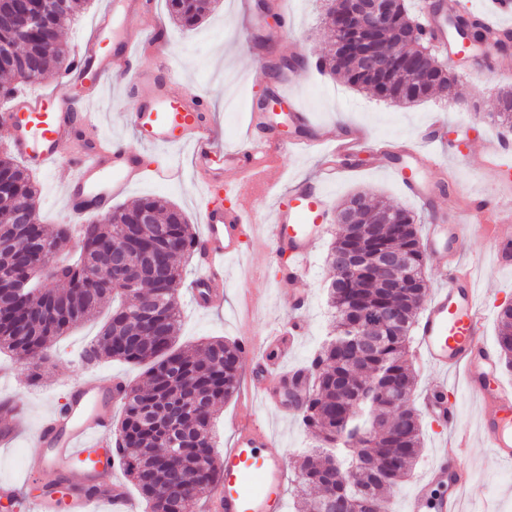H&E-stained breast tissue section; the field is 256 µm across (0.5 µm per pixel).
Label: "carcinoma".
Segmentation results:
<instances>
[{
	"label": "carcinoma",
	"instance_id": "1",
	"mask_svg": "<svg viewBox=\"0 0 512 512\" xmlns=\"http://www.w3.org/2000/svg\"><path fill=\"white\" fill-rule=\"evenodd\" d=\"M166 4L170 18L184 28L195 27L210 8L208 0H166ZM79 7L78 0H58L54 10L37 19L33 0H0V75L6 78L0 82V98L8 100L18 92L14 80L30 85L54 69L67 72L75 66L61 33ZM391 7L394 24L379 40L380 49L392 58L390 68L368 76L355 59L338 57L330 50L317 58L316 67L402 104L421 102L429 98L432 89L457 83V74L440 62L424 27L408 22L404 0H392ZM457 27L473 46L485 43L478 23L465 18ZM49 42L51 50L46 49ZM423 72L430 83L421 86ZM491 117L503 127H512V88L500 91L498 111ZM37 196L32 174L10 151H0V301L4 304L0 308V352L36 366L49 357L67 330L96 318L107 303H114L111 316L83 353L89 364L106 358L144 368L143 385L129 386L123 396L114 451L149 512H173L181 496L187 499L185 512H192L199 494L222 471L214 450L213 419L220 405L237 390L242 357L238 343L222 338L202 342L194 351L179 345L181 315L175 285L182 275L179 259L194 252L196 233L180 207L148 197L112 208L109 222L93 221L77 234L70 224H60L50 233L40 222L11 223L17 201L34 210ZM362 196L357 192L348 197L338 215L353 214L358 223L367 224L370 211L390 209L379 201L365 203L355 213L353 204ZM144 208L168 224L173 242L164 257L168 277L161 288L144 281L135 291L127 292L114 281L107 255L119 243L117 234L125 224L134 241L142 247L150 245V227L129 223ZM395 215L398 223L382 227L377 247L408 255L402 276L410 286L398 297L404 309L399 323H370V335L379 337L381 343L369 356L353 355L348 335L351 309H376L387 296L381 283L370 276L354 280L351 288L338 287L344 273L336 267V253L350 246L349 235L337 236L328 252L327 262L334 271L327 288L333 334L312 359L309 396L296 410V417L318 442L295 474L296 512H330L324 503L329 485L335 500L347 504L349 512H378L379 505L386 503V494L409 475L422 451L421 424L411 404L415 375L409 348L428 283L423 275L417 219L404 208ZM73 238L77 258L66 260L61 250ZM48 280L61 282L64 288L44 287ZM144 301L157 311L150 327L136 315ZM498 317L499 362L509 371L512 304L503 305ZM114 336L129 341L114 344ZM186 388L195 389L202 402V407L193 410L196 429L191 445L165 426L164 402ZM165 435L169 436L168 447L181 454V491L176 489L171 471L158 463Z\"/></svg>",
	"mask_w": 512,
	"mask_h": 512
}]
</instances>
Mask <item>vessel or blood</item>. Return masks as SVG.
<instances>
[{"label": "vessel or blood", "mask_w": 512, "mask_h": 512, "mask_svg": "<svg viewBox=\"0 0 512 512\" xmlns=\"http://www.w3.org/2000/svg\"><path fill=\"white\" fill-rule=\"evenodd\" d=\"M420 10L440 51L452 59L469 57V44L448 34L445 21L452 13L450 0H420ZM511 15L512 0H486L474 14L507 71L512 69V26L504 19ZM96 43V38L87 39L75 68L63 76V90L51 97L18 94L6 112L0 113V125L7 127L13 149L28 167L46 172L68 166L70 177L63 195L68 209L78 217L103 210L110 200L124 196L145 179L170 178L172 168L149 162L147 152L188 148L201 176L199 271L190 283L199 308L210 309L223 301L226 263L242 257L251 231L263 226L254 255L265 263L287 260L279 286L288 292L292 316L287 325L243 347L251 386L240 397L243 410L232 423V444L224 452V470L210 490L208 512H286L288 454L255 413L254 404L259 401L285 411L307 397L301 367L289 366L288 360L305 331L309 261L333 221L327 189L347 175L344 162L348 157L368 152L375 168L397 175L406 196L430 204L447 189L444 180L431 177V170L446 169L448 162L456 161L463 143L444 137L447 124L438 116L423 130L422 148L404 149L403 162L395 164L386 144L352 128L315 124L310 113L279 87L269 99L256 102L245 143L227 150L217 144L206 119L205 93L191 84L172 93L170 87L179 74L162 55L153 70L135 72L133 82L124 86L125 96L135 101L128 122L142 145L133 151L120 139L97 135L95 113L76 111L67 87L88 81L101 87L112 70L127 68L137 60L145 40L115 43L108 59L97 55ZM283 117L297 130L287 139L276 132ZM79 128L86 138L77 148L73 142ZM315 150L322 153L317 176L290 182L271 213L259 214L256 201L274 188L276 159ZM482 177L490 194L470 197L465 207L456 208L455 218L443 215L427 226L425 249L442 283L416 324L414 352L436 370H463L467 389L482 409L483 448L500 464L512 467V385L499 379L497 350L482 339L486 316L475 279L471 269L458 261L464 237L473 229L469 218L474 215L480 217L493 242L496 266L512 269V209L492 201L493 195L512 193L511 140L486 141ZM125 385L119 376H88L72 389L66 408L49 410L35 442L45 465L64 481L46 485L35 501L36 512H96L100 505L108 512H135L129 494L119 489L117 459L110 451L112 411ZM421 402L452 439L409 493L406 512H461L459 493L470 476L453 465L469 447L458 408L449 401L444 386L422 394Z\"/></svg>", "instance_id": "b4317fda"}]
</instances>
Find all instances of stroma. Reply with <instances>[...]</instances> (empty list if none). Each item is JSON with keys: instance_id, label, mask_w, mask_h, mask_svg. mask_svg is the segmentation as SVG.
<instances>
[{"instance_id": "35a3bbf8", "label": "stroma", "mask_w": 512, "mask_h": 512, "mask_svg": "<svg viewBox=\"0 0 512 512\" xmlns=\"http://www.w3.org/2000/svg\"><path fill=\"white\" fill-rule=\"evenodd\" d=\"M148 2L149 21L160 31L161 37L155 45L154 55L140 58V68L152 69L155 54L172 56L181 70V80L173 84V91H181L187 83L209 91L208 118L218 141L228 149L238 146L248 133V113L253 102L280 81L272 70L257 69L251 53L241 42L240 25L244 17L240 0H216L213 11L194 30L175 25L166 13L164 0ZM268 3L267 13L256 9L251 12L254 19L252 38L263 43L268 62L282 57L315 58L326 50L330 33L321 23V0H268ZM127 79V74L122 72L111 74L96 107L101 114L102 134L118 137L135 148L139 142L124 121L125 113L132 106L123 96ZM281 82L290 88L300 106L310 112L314 122L324 126H359L373 137L392 144L418 145L419 130L428 125L435 114H444L450 126L460 127L462 132L473 137L467 155L452 167L454 187L460 196L467 197L484 189L483 181L475 173L483 151L480 137L498 134L499 128L490 122L489 115L497 109L499 91L512 85V76L498 73L496 51L489 47L472 62L470 71L460 72L457 94L451 100L436 95L413 105L393 104L350 86L343 78L301 66ZM176 154V163L181 169L179 178L164 183L145 180L134 185L124 200L130 203L143 196L157 197L181 207L190 223L197 225L201 222L199 179L189 165L187 150L177 149ZM351 163L356 168L355 173L328 189L332 205H340L347 195L359 191L372 199L412 211L418 220L428 222L427 210L403 194L395 175L373 168L366 155L352 157ZM68 176V169L62 166L51 174L36 177L40 191L37 213L47 229H55L56 225L66 221L62 187ZM337 233V226H330L311 259L307 329L291 357L292 364L297 366H309L332 330L326 287L333 272L326 256ZM461 259L477 266L480 295L489 308L486 339L495 342L497 312L500 306L512 303V270L496 269L491 244L479 234L468 237ZM243 266L240 260L226 265L222 306L200 312L195 310L188 291V285L197 273V259L192 256L184 260L182 279L176 285L182 309V344L193 346L210 337L240 343L248 336L287 322L288 294L276 286L280 265L255 269L248 275L244 274ZM99 329V323L86 322L63 336L54 345L50 360L42 365L43 376L38 381L33 380V369L28 363L0 353V401L11 400L22 409L18 416L0 412V427L17 430L10 445H0V479L20 482L28 474L41 471L42 456L32 436L45 413L64 402L76 381L90 374L121 375L131 382L139 381L138 367L120 361L97 365L83 361V350ZM415 371L417 392L442 383L455 388L461 425L469 434H476L480 410L464 385L462 372L445 376L420 361L416 362ZM262 415L287 448L289 465H296L301 454L314 446V438L295 416H283L268 408ZM420 422L423 432L421 459L412 477L389 492L397 512H403L407 494L424 477L447 439L446 432L428 417H421ZM458 463L470 467L474 474L473 486L464 495L465 512H512V467L498 466L488 451L480 448L461 456Z\"/></svg>"}]
</instances>
